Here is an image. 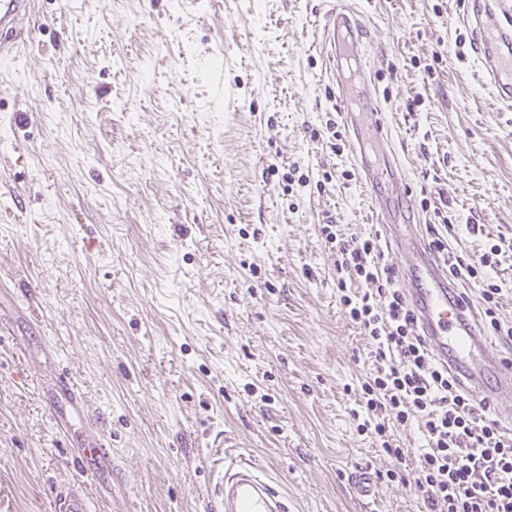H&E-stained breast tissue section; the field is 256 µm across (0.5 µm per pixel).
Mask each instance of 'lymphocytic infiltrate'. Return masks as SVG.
Instances as JSON below:
<instances>
[{
    "label": "lymphocytic infiltrate",
    "instance_id": "lymphocytic-infiltrate-1",
    "mask_svg": "<svg viewBox=\"0 0 512 512\" xmlns=\"http://www.w3.org/2000/svg\"><path fill=\"white\" fill-rule=\"evenodd\" d=\"M321 236L335 255L340 302L371 345L372 369L362 385L361 430L384 436L386 420L404 424L417 419L426 444L419 451L417 484L429 512H512V436L496 422L480 418L460 382L438 363L414 318L393 267L378 264L377 238L354 242L326 223ZM431 246L450 276L467 277L482 289L484 324L512 342V327L502 326L493 309L500 286L489 275L499 260L479 264L447 253L442 237ZM374 284L362 295L350 282Z\"/></svg>",
    "mask_w": 512,
    "mask_h": 512
}]
</instances>
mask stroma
<instances>
[{"label":"stroma","instance_id":"1","mask_svg":"<svg viewBox=\"0 0 512 512\" xmlns=\"http://www.w3.org/2000/svg\"><path fill=\"white\" fill-rule=\"evenodd\" d=\"M331 2L34 0L28 43L0 61V512H54L77 487L90 512H207L223 447L268 468L290 512H426L417 424L387 426L398 460L353 415L371 347L320 226L382 229L350 151L312 137L345 124L315 42ZM352 5L396 193H446L465 261L504 247L512 326V108L461 0ZM59 376L86 403L73 436L112 450L107 483L56 432Z\"/></svg>","mask_w":512,"mask_h":512}]
</instances>
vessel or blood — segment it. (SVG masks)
I'll list each match as a JSON object with an SVG mask.
<instances>
[{
	"instance_id": "1",
	"label": "vessel or blood",
	"mask_w": 512,
	"mask_h": 512,
	"mask_svg": "<svg viewBox=\"0 0 512 512\" xmlns=\"http://www.w3.org/2000/svg\"><path fill=\"white\" fill-rule=\"evenodd\" d=\"M32 6L33 0H0L1 58L26 44ZM459 22L470 35L474 57L496 99L512 106V0H463ZM361 31L359 14L339 2L324 15L321 40L329 73L339 88L354 85L362 106L358 112L345 107L344 116L352 136L353 160L379 207L377 221L391 245L411 253L410 263L398 271L400 280L438 360L460 371L487 402L511 404L512 361L487 352L476 317L458 299L442 261L413 234L418 215L409 207L392 208L390 198L382 193L383 187L402 183L405 175L398 159L386 149L384 122L368 81L352 80L343 66L344 59L359 57ZM57 387L63 402L54 406L53 420L57 431L66 435L71 417L83 414L85 403L67 377H59ZM73 454L88 469L112 459L110 450L91 436ZM212 475L216 512H288L286 497L274 487L268 469L252 460L240 456L216 459Z\"/></svg>"
}]
</instances>
